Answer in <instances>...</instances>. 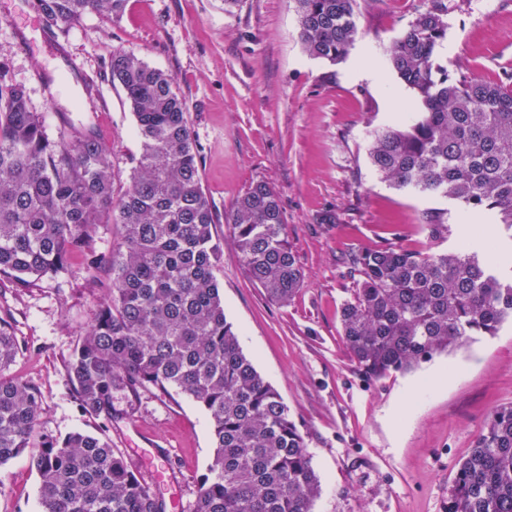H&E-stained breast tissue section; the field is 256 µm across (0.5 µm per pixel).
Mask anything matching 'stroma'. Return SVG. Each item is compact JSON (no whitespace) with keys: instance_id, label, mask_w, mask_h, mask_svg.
Listing matches in <instances>:
<instances>
[{"instance_id":"1","label":"stroma","mask_w":512,"mask_h":512,"mask_svg":"<svg viewBox=\"0 0 512 512\" xmlns=\"http://www.w3.org/2000/svg\"><path fill=\"white\" fill-rule=\"evenodd\" d=\"M449 70L495 80L512 73V0H447ZM428 0H355L356 41L332 63L308 56L293 0H128L121 18L97 15L41 38L28 0H0V61L23 84L49 138L64 122L92 124L112 150L117 186L140 149L135 119L108 63L131 51L171 74L188 108L202 185L219 217L215 237L224 309L244 354L280 395L305 437L321 494L314 512H446L448 489L489 414L512 403V324L451 355L378 381L362 377L340 310L353 280L345 260L387 243L428 252L420 224L444 209L454 249L485 213L382 182L367 158L371 130L415 111L388 46ZM278 193L286 239L304 279L288 303L270 301L245 274L226 217L257 179ZM334 223H325L326 215ZM107 297L81 256L59 279L15 287L0 277V317L22 347L10 374L41 393L37 432L111 439L166 512H191L214 448L209 419L190 398L155 388L114 397L111 423L85 416L66 365ZM413 415L396 422L395 413ZM29 454L0 465V512H40Z\"/></svg>"}]
</instances>
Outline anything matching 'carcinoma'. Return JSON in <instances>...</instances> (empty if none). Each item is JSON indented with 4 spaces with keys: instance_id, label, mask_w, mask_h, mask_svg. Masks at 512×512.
<instances>
[{
    "instance_id": "carcinoma-1",
    "label": "carcinoma",
    "mask_w": 512,
    "mask_h": 512,
    "mask_svg": "<svg viewBox=\"0 0 512 512\" xmlns=\"http://www.w3.org/2000/svg\"><path fill=\"white\" fill-rule=\"evenodd\" d=\"M306 52L336 62L358 34L354 0H294ZM388 48L419 112L370 133L368 158L399 190L485 210L502 237L481 229L456 251L378 246L353 258L355 288L341 307L343 341L361 374L408 372L512 321V77H450L438 48L448 5L431 0ZM126 0H31L51 26L89 14L117 20ZM112 82L133 112L140 151L121 194L110 148L92 126L66 123L46 137L26 88L0 65V275L18 288L56 279L83 255L104 271L108 299L66 368L81 411L112 421L114 393L175 389L207 413L215 452L192 512H313L321 487L288 406L243 353L224 312L216 271L223 250L200 178L199 152L174 78L133 52L112 53ZM241 265L268 298L288 302L303 273L285 238L278 195L250 184L229 217ZM117 229L112 249L94 246ZM435 243L453 232L448 212L423 216ZM0 317V465L30 447L38 389L7 374L20 353ZM31 466L41 512H165L164 502L108 440L44 436ZM447 512H512V404L493 411L459 463Z\"/></svg>"
}]
</instances>
